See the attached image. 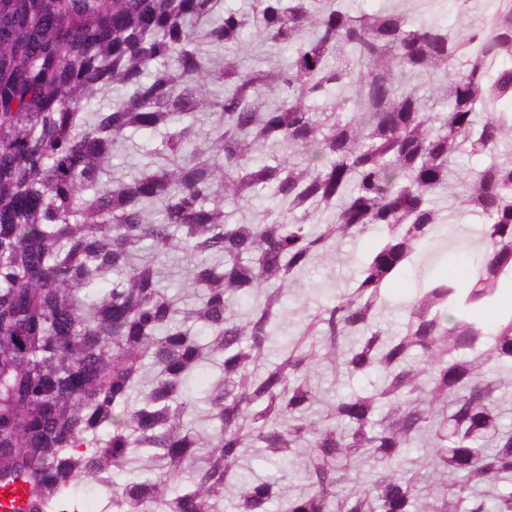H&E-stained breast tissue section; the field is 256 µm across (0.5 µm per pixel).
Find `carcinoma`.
Returning <instances> with one entry per match:
<instances>
[{
	"instance_id": "cac0c4a2",
	"label": "carcinoma",
	"mask_w": 512,
	"mask_h": 512,
	"mask_svg": "<svg viewBox=\"0 0 512 512\" xmlns=\"http://www.w3.org/2000/svg\"><path fill=\"white\" fill-rule=\"evenodd\" d=\"M252 28L292 49L288 63L243 68L202 49H240ZM399 73L428 77L447 112L430 115ZM136 130L160 143L117 176L112 157ZM509 142L511 9L449 29L351 0H254L250 13L0 0L5 484L22 478L26 512H86L81 484L112 512H224L227 498L234 512H512ZM465 153L488 157L459 194L483 218L480 258L418 289L391 332L385 287L441 235L436 197ZM268 188L277 207L228 222ZM376 231L352 287L283 338L289 284ZM151 248L186 252L192 303L165 293ZM494 305L505 311L489 329ZM322 360L380 382L319 411ZM208 364L220 376L203 432L188 383ZM416 445L428 454L409 462ZM296 459L290 494L280 472ZM129 465L136 476L117 484Z\"/></svg>"
}]
</instances>
